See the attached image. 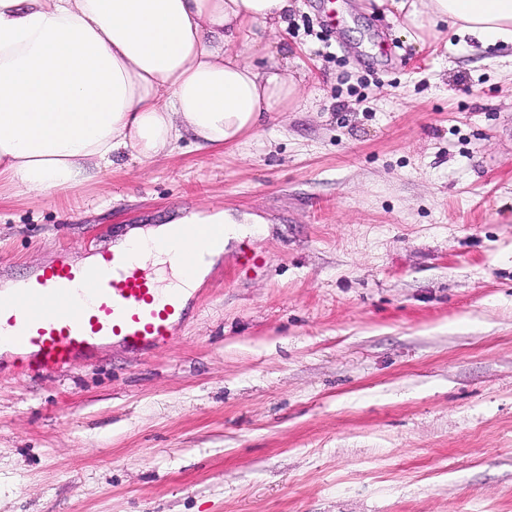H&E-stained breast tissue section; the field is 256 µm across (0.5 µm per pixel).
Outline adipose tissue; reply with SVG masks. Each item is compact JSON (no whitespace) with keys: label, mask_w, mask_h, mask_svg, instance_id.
<instances>
[{"label":"adipose tissue","mask_w":512,"mask_h":512,"mask_svg":"<svg viewBox=\"0 0 512 512\" xmlns=\"http://www.w3.org/2000/svg\"><path fill=\"white\" fill-rule=\"evenodd\" d=\"M295 0H0V185L45 196L82 185L130 156H170L185 136L224 152L303 97L286 65L260 66L288 28ZM408 40L447 27L481 47L512 46V0H397ZM257 217L191 212L177 224L129 228L114 249L136 252L164 287L190 295L223 254L167 270L159 243L203 224L225 240Z\"/></svg>","instance_id":"adipose-tissue-1"}]
</instances>
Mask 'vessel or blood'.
<instances>
[{"instance_id": "obj_1", "label": "vessel or blood", "mask_w": 512, "mask_h": 512, "mask_svg": "<svg viewBox=\"0 0 512 512\" xmlns=\"http://www.w3.org/2000/svg\"><path fill=\"white\" fill-rule=\"evenodd\" d=\"M217 242L208 228L195 247L178 239L166 250L174 265L189 270L200 248ZM191 309L180 295L161 292L135 253L104 251L91 267L56 261L0 294V374L55 373L96 361L115 344L150 354L177 341Z\"/></svg>"}]
</instances>
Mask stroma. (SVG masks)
Wrapping results in <instances>:
<instances>
[{
	"label": "stroma",
	"instance_id": "stroma-1",
	"mask_svg": "<svg viewBox=\"0 0 512 512\" xmlns=\"http://www.w3.org/2000/svg\"><path fill=\"white\" fill-rule=\"evenodd\" d=\"M316 3L281 49L302 101L241 147L0 200L1 282L127 224L264 221L172 346L0 375V512H512V47Z\"/></svg>",
	"mask_w": 512,
	"mask_h": 512
}]
</instances>
